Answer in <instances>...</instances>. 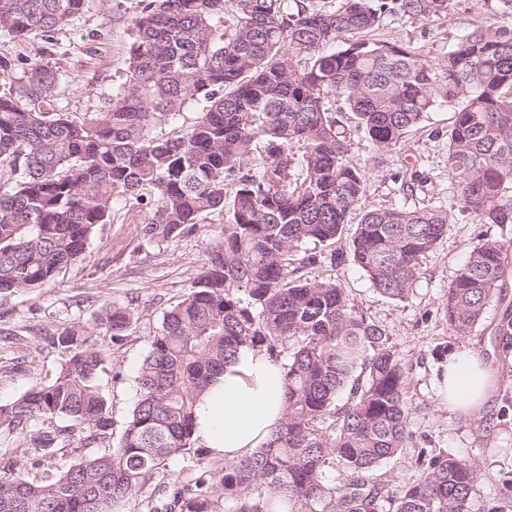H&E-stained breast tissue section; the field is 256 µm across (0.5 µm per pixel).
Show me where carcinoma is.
<instances>
[{"instance_id": "carcinoma-1", "label": "carcinoma", "mask_w": 512, "mask_h": 512, "mask_svg": "<svg viewBox=\"0 0 512 512\" xmlns=\"http://www.w3.org/2000/svg\"><path fill=\"white\" fill-rule=\"evenodd\" d=\"M89 0H0V34L45 42ZM123 82L82 120L58 108L64 71L0 56V294L52 282L85 254L115 205H148V241L224 216L208 267L165 313L138 374V398L117 444L102 352L73 327L54 380L0 404V446L26 463L0 468V512H122L177 459L172 499L150 512H475L482 480L465 459L422 452L421 477L399 490L374 468L414 446L404 365L383 330L335 280L301 270L326 261L360 269L405 300L452 209H367L348 249L332 245L366 191L330 98L343 99L379 152H393L426 115L455 106L448 179L484 224H512V28L458 35L443 56L377 39L385 17L429 20L453 0H141ZM196 107L182 133H154ZM299 148L302 176L293 171ZM312 248H306L307 244ZM322 246L330 252L315 250ZM512 244L487 238L448 284L450 330L468 334L508 274ZM132 320L114 304L101 324L118 339ZM249 351L280 364L284 420L251 456L199 464V395ZM345 402H340L344 391ZM65 419L68 424L58 425ZM104 447L54 470L85 448ZM336 468L342 483L326 475Z\"/></svg>"}]
</instances>
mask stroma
I'll list each match as a JSON object with an SVG mask.
<instances>
[{
	"label": "stroma",
	"mask_w": 512,
	"mask_h": 512,
	"mask_svg": "<svg viewBox=\"0 0 512 512\" xmlns=\"http://www.w3.org/2000/svg\"><path fill=\"white\" fill-rule=\"evenodd\" d=\"M140 11L141 0H91L82 16L59 30L52 43L1 38L0 54L62 67L65 80L56 90L58 105L81 119L102 111L107 94L122 82ZM490 23L512 26V14L489 15L483 0H454L450 17L427 21L389 17L378 35L439 57L463 30ZM330 106L350 130L353 162L368 176L363 207L452 208L456 195L448 179L452 107L428 113L397 151L381 153L356 130L342 100H331ZM150 216L149 207L117 205L109 223L98 226L85 256L62 270L51 285L0 295V404L55 377L65 354L52 338L74 325L91 336L104 354L100 381L109 397L112 438L120 440L137 400L138 371L150 339L159 331L164 314L206 267L209 248L224 223L223 216L207 214L192 232L153 242L143 236ZM488 237L512 240V224H484L474 214L455 211L446 235L423 259L413 294L403 301L380 293L349 264L325 263L305 271L311 278L340 281L356 309L384 330L389 346L405 365L410 426L417 446L375 469L377 480L391 488L420 478L415 464L420 446L475 462L484 474L477 495L486 506L495 504L502 481L512 475V349H505L495 334L503 302L512 303V275L506 280L505 300H492L479 326L467 335L449 329L442 308L457 270ZM115 303L133 314L130 326L116 340L99 323L100 314ZM461 347L493 361L499 370L497 391L479 417L449 413L434 389L444 356Z\"/></svg>",
	"instance_id": "1"
}]
</instances>
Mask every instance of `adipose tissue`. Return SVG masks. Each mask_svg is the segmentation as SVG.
Instances as JSON below:
<instances>
[{"label":"adipose tissue","mask_w":512,"mask_h":512,"mask_svg":"<svg viewBox=\"0 0 512 512\" xmlns=\"http://www.w3.org/2000/svg\"><path fill=\"white\" fill-rule=\"evenodd\" d=\"M437 394L449 412L479 414L498 385L495 367L461 350L449 354L435 377ZM285 381L278 363L250 351L227 366L197 399V436L227 458L251 455L263 446L283 418Z\"/></svg>","instance_id":"adipose-tissue-1"}]
</instances>
